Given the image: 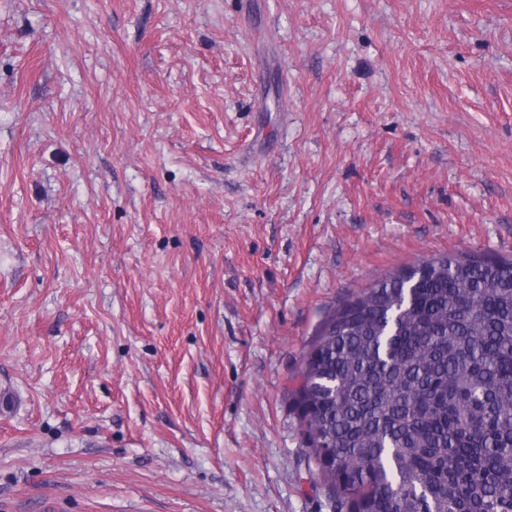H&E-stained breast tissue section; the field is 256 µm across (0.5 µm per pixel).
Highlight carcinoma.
Instances as JSON below:
<instances>
[{
    "label": "carcinoma",
    "mask_w": 512,
    "mask_h": 512,
    "mask_svg": "<svg viewBox=\"0 0 512 512\" xmlns=\"http://www.w3.org/2000/svg\"><path fill=\"white\" fill-rule=\"evenodd\" d=\"M293 398L330 512H512V258L385 274L329 312Z\"/></svg>",
    "instance_id": "1"
}]
</instances>
